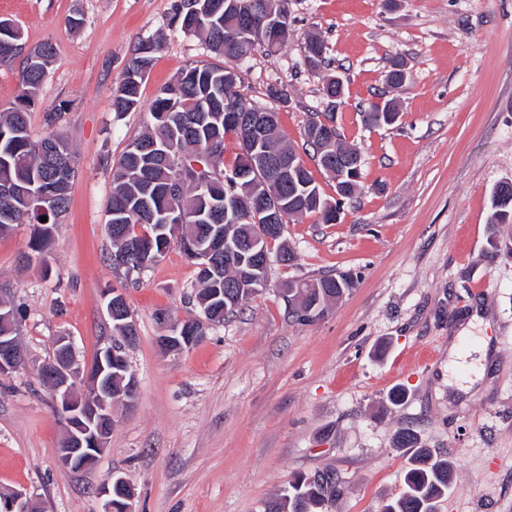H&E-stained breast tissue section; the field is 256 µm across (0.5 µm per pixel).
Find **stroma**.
Wrapping results in <instances>:
<instances>
[{"label": "stroma", "mask_w": 512, "mask_h": 512, "mask_svg": "<svg viewBox=\"0 0 512 512\" xmlns=\"http://www.w3.org/2000/svg\"><path fill=\"white\" fill-rule=\"evenodd\" d=\"M180 0H0V19L55 58L29 112L33 138L73 151L67 213L26 266L30 228L0 236V298L22 311L26 363L0 375V491L22 490L40 512H100L99 483L131 485L136 512H265L296 474L336 471L330 512H383L404 490L409 454L399 428L448 453L451 486L436 512H512V260L488 258L494 187L512 181V0H288L291 27L276 52L239 67L251 102L274 108L301 147L327 110L326 75L347 80L336 126L364 159L359 189L336 223L286 224L293 264L273 263L270 285L242 312L209 326L179 355L157 345L163 327L195 319L196 270L170 248L137 283L110 266L105 223L112 168L151 123L156 94L189 64L214 62L175 21ZM328 65L304 62L308 35ZM160 41L141 107L122 115L112 94L134 50ZM403 60L399 90L383 76ZM288 88L273 103L270 83ZM394 100L395 125L365 127L360 106ZM65 107L48 126L47 112ZM350 274L355 286L325 315L297 322L288 290ZM121 289L137 325L128 350L137 395L116 404L105 452L77 473L58 466L65 422L36 375L62 333L91 364L112 334L105 291ZM484 360L469 392L458 383ZM404 389L392 406L389 394Z\"/></svg>", "instance_id": "35a3bbf8"}]
</instances>
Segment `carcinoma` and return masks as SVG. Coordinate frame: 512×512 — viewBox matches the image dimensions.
I'll list each match as a JSON object with an SVG mask.
<instances>
[{
	"label": "carcinoma",
	"mask_w": 512,
	"mask_h": 512,
	"mask_svg": "<svg viewBox=\"0 0 512 512\" xmlns=\"http://www.w3.org/2000/svg\"><path fill=\"white\" fill-rule=\"evenodd\" d=\"M193 3L186 0L177 9L175 19L180 31L204 42L216 55L224 57V64H196L184 68L176 79L163 87L150 107L153 125L148 132L135 139L112 168V196L108 213L122 212L118 219L108 218L107 233L112 242V251L122 256V264L114 265L127 271L141 270L161 258L171 245L186 252L192 245L210 249L217 256L220 271L217 275L196 274L198 293L196 298L204 301L221 294L224 301L215 304L210 317L217 323L234 314L244 302L259 292L257 280L262 272L255 271L250 291H243L237 272L224 268V247L209 236L204 224L196 223L200 214L219 210L224 200L238 196L248 198L258 190L288 202L283 208L281 223L294 217L315 216L323 224L337 220L343 201L355 194L361 174L349 161L353 154L361 152L355 145L346 144L336 127L334 115L325 114V119L314 118L307 129L326 131L324 136L304 137L303 152H313L317 166L331 178L341 176L336 183L337 198H324L315 183L311 171L304 161L292 172L288 183L280 181L276 172L267 164L272 156L296 153V148L285 144L280 133L277 113L266 112L267 127L259 145L249 142L248 132L239 120L227 121L226 112H245L253 107L241 86H224V76L233 71V66L249 59L262 49L275 52L288 35V21L281 22L277 33L255 35L247 32L246 25L233 16L224 15V3L212 17L194 20L191 14ZM24 44L18 27L0 28V67H9L17 59L16 46ZM41 59L23 61L21 70L22 94L8 107L0 110V184H13L24 188L25 193L11 200L0 199V233L6 234L16 224L31 227L30 250L34 260H41L51 232L59 218L69 206V190L54 181V166L73 165L72 151L63 144L55 164L45 161L36 151L40 140L31 138L27 116L39 87L46 78L54 58L51 44L44 43ZM327 46L323 40L310 36L305 45V64L316 69L325 62ZM152 56L137 49L125 69L123 78L112 97V109L125 113L139 107L141 70L151 66ZM366 127L379 128L395 124L399 117L396 105L389 99L383 104H372L360 112ZM232 136L239 145V153L233 164L224 166V144ZM157 144L150 152L139 148ZM200 163L211 173L209 182L202 189L193 184L197 175L193 163ZM174 179L186 183L183 193L169 199L166 188ZM151 187V205L159 213L176 209L184 222L166 231L159 230L160 218H152L139 198L143 188ZM52 190L55 198L42 208L33 200L34 194ZM47 221H40L41 217ZM264 217L250 215V220L227 225L229 237L241 241L251 254L261 250L270 253V246L278 244L281 262L291 263L296 259L292 249L280 238L261 241L251 247ZM512 223V190L504 194L502 185L495 186L492 195V212L489 218L492 232L488 239L493 257L512 258V231L501 232V227ZM353 286V277L348 274L321 276L304 282L296 289L301 302L292 309L300 323L319 319L328 303L340 300ZM397 444L410 450L405 473V492L388 504L384 512H434L435 501L448 492L451 463L428 448L417 445L415 435L408 429L399 430ZM341 481L336 472L318 471L310 475H299L288 481V490L271 501L266 512H328L332 500L340 493Z\"/></svg>",
	"instance_id": "1"
}]
</instances>
